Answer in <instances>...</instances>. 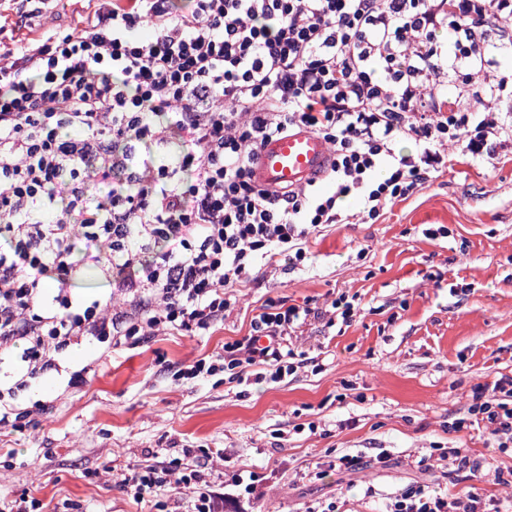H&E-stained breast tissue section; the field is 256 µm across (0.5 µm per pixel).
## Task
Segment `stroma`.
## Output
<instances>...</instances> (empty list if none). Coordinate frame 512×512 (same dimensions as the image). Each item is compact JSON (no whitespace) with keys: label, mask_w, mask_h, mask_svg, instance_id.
<instances>
[{"label":"stroma","mask_w":512,"mask_h":512,"mask_svg":"<svg viewBox=\"0 0 512 512\" xmlns=\"http://www.w3.org/2000/svg\"><path fill=\"white\" fill-rule=\"evenodd\" d=\"M90 7L46 0L20 27L17 0H0V43L77 31ZM342 294L354 299L350 323L309 319L292 339L308 363L281 382L176 375L247 335L267 300L324 310ZM503 377H512V154L459 156L376 221L314 234L297 268L256 270L211 335L156 336L112 353L77 388L49 376L32 383L23 405L44 399L53 409L38 428L0 427V500L26 491L41 512L67 503L83 512H187L176 489L138 502L106 474L150 464L152 448L174 457L220 451L226 471L258 475L261 498L224 512H306L325 501L341 512H382L388 497L416 485L451 497L474 485L495 499L512 493V452L499 450L468 408L475 385ZM451 448L482 471L457 470ZM344 455L354 465L336 467Z\"/></svg>","instance_id":"35a3bbf8"}]
</instances>
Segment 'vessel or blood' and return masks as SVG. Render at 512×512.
Segmentation results:
<instances>
[{
  "instance_id": "1",
  "label": "vessel or blood",
  "mask_w": 512,
  "mask_h": 512,
  "mask_svg": "<svg viewBox=\"0 0 512 512\" xmlns=\"http://www.w3.org/2000/svg\"><path fill=\"white\" fill-rule=\"evenodd\" d=\"M330 159L326 141L301 129L266 141L258 151L253 177L271 190L292 189L320 177Z\"/></svg>"
}]
</instances>
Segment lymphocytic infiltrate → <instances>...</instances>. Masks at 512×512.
<instances>
[{"mask_svg":"<svg viewBox=\"0 0 512 512\" xmlns=\"http://www.w3.org/2000/svg\"><path fill=\"white\" fill-rule=\"evenodd\" d=\"M509 47L512 0H103L75 33L1 46L0 426H37L49 402L20 407L16 394L69 347L210 335L257 264L300 265L311 233L377 220L450 154L512 153V84L496 54ZM301 128L331 148L323 179L258 186L259 147ZM401 138L418 152L396 153ZM353 194L355 216L343 208ZM89 275L100 293L78 292ZM311 314L268 301L248 336L179 376L281 381ZM472 399L511 448L512 379ZM152 455L120 471L134 500L170 486L190 512H224L220 486L258 494L256 474ZM385 512L508 510L475 487L449 498L417 486Z\"/></svg>","mask_w":512,"mask_h":512,"instance_id":"lymphocytic-infiltrate-1","label":"lymphocytic infiltrate"}]
</instances>
